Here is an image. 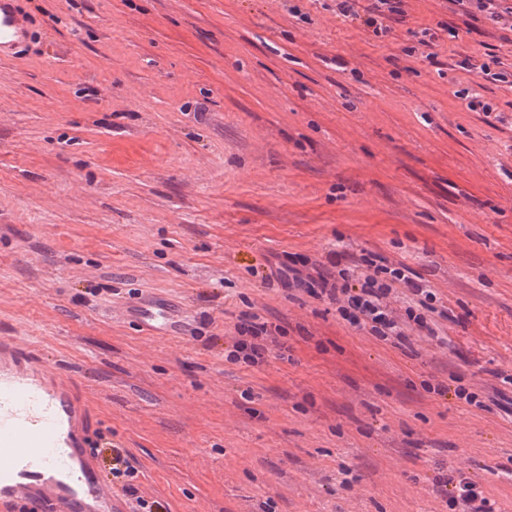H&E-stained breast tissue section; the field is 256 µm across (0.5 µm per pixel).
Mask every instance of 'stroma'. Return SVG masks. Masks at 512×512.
<instances>
[{
	"mask_svg": "<svg viewBox=\"0 0 512 512\" xmlns=\"http://www.w3.org/2000/svg\"><path fill=\"white\" fill-rule=\"evenodd\" d=\"M0 52V337L73 377L170 512H512V21L403 0H18ZM433 293L408 343L274 273ZM167 302L184 336L126 319ZM266 362L227 360L242 316ZM475 393L478 404L455 396ZM29 37L25 20L15 10L13 0L0 1V52L15 49ZM401 1L402 0H372L373 4L366 9L364 15H360L355 8L358 0H341L339 8L343 16L360 20L363 25L374 27L375 30H377V28L380 29L383 25V19L399 21V18L395 16H402L400 8ZM437 486L447 497L448 506L452 511L458 507L462 508L461 512H491L488 500L475 482L448 473L438 481Z\"/></svg>",
	"mask_w": 512,
	"mask_h": 512,
	"instance_id": "35a3bbf8",
	"label": "stroma"
}]
</instances>
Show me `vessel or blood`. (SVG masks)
I'll list each match as a JSON object with an SVG mask.
<instances>
[{
  "instance_id": "vessel-or-blood-1",
  "label": "vessel or blood",
  "mask_w": 512,
  "mask_h": 512,
  "mask_svg": "<svg viewBox=\"0 0 512 512\" xmlns=\"http://www.w3.org/2000/svg\"><path fill=\"white\" fill-rule=\"evenodd\" d=\"M28 37L13 0H0V50ZM131 316L154 333H182L165 303L146 301ZM88 413L67 376L36 365L13 338L0 339V512H129L99 473Z\"/></svg>"
}]
</instances>
